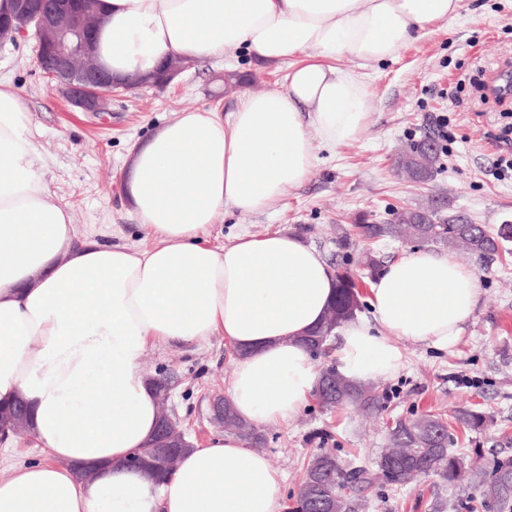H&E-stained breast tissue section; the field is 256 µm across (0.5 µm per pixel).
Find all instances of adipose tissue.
I'll return each instance as SVG.
<instances>
[{
	"instance_id": "1",
	"label": "adipose tissue",
	"mask_w": 512,
	"mask_h": 512,
	"mask_svg": "<svg viewBox=\"0 0 512 512\" xmlns=\"http://www.w3.org/2000/svg\"><path fill=\"white\" fill-rule=\"evenodd\" d=\"M95 54L112 74L247 53L290 61L281 90L246 95L230 117L180 112L132 154L123 195L152 247L79 234L34 164L31 114L0 83V404L23 402L42 460L0 450V512H281L282 480L234 434L185 451L158 479L127 462L148 445L158 400L143 369L156 343L237 352L228 395L261 427L295 419L319 375L303 342L334 272L286 232L211 246L218 212L270 209L314 173L315 145L359 139L369 87L338 58L395 59L414 33L451 23L461 0H99ZM480 296L475 272L419 250L370 288L372 316L346 322L334 358L354 382L396 373L399 341L448 348ZM95 466L93 479L76 475Z\"/></svg>"
}]
</instances>
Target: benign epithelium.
<instances>
[{
    "label": "benign epithelium",
    "mask_w": 512,
    "mask_h": 512,
    "mask_svg": "<svg viewBox=\"0 0 512 512\" xmlns=\"http://www.w3.org/2000/svg\"><path fill=\"white\" fill-rule=\"evenodd\" d=\"M15 15L24 21L0 25V41L14 42L28 35L36 40L34 47L43 51L42 61L56 80V89L67 103L79 112L101 114L109 111L114 93L112 80L93 63L92 34L99 21L86 10L76 8L73 0H14ZM17 32L10 33L11 29ZM158 434L147 451L161 469L173 466L172 448L192 447L179 419L169 412L168 395L160 397Z\"/></svg>",
    "instance_id": "7a95c632"
}]
</instances>
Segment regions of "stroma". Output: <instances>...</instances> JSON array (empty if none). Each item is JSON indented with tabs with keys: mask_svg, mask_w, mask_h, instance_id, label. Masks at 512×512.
Here are the masks:
<instances>
[{
	"mask_svg": "<svg viewBox=\"0 0 512 512\" xmlns=\"http://www.w3.org/2000/svg\"><path fill=\"white\" fill-rule=\"evenodd\" d=\"M33 46L29 40L0 48V81L11 84L32 114L37 168L71 209L78 230L91 228L101 242L139 248L152 240L122 196L134 147L184 110L210 108L226 115L246 92L283 88L286 73L278 66L254 67L243 55L231 63L203 58L168 88L122 92L113 97L110 112L94 115L73 110L52 90L37 69ZM507 66L512 67V0H462L453 24L429 26L394 60L363 64L371 82L358 141L334 151L317 148L313 177L289 188L274 207L247 215L220 212L210 244L224 246L244 231L289 232L318 248L330 265L346 264L350 253L336 243L340 229L361 216L389 220L393 210L426 205L440 192L452 210L489 230L512 224V178L495 173L498 155L512 153V142L499 139L512 100L493 99L485 90L488 77ZM228 70L247 74L248 90L225 91ZM441 114L448 117L442 172L427 185L405 182L394 171L396 154L435 133ZM455 259L475 271L478 305L447 349L400 342L401 369L377 380L387 394L380 414L324 408L312 397L294 421L265 428L262 452L285 492L296 490L318 449H338L346 463L371 464L396 421L426 412H486L490 420L480 433L457 431L456 449L484 467L494 457L512 455V241L485 260L460 253ZM235 357L219 335L200 349L158 345L145 356V371L168 375L170 407L196 445L216 432L210 399L226 391ZM479 494L474 485L458 490L432 479L411 485L379 481L362 512H464L462 499Z\"/></svg>",
	"mask_w": 512,
	"mask_h": 512,
	"instance_id": "stroma-1",
	"label": "stroma"
}]
</instances>
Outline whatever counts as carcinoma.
<instances>
[{"label": "carcinoma", "instance_id": "carcinoma-1", "mask_svg": "<svg viewBox=\"0 0 512 512\" xmlns=\"http://www.w3.org/2000/svg\"><path fill=\"white\" fill-rule=\"evenodd\" d=\"M396 170L405 180L429 184L436 178L441 154L435 149L413 143L395 160ZM412 236L422 242L448 248H462L469 254L486 258L499 252L502 242L512 239V224H502L495 232L480 224H459L455 213L435 210L401 209L391 220L381 224L358 218L351 228L342 229L338 245L344 249L364 241L376 243L385 239ZM356 264L365 275L372 276L379 259L369 251L357 253ZM336 298L327 310L323 322L303 339L313 356L324 350L337 328L361 311L359 292L346 267H336ZM316 397L326 407L358 406L380 410L385 394L372 382L355 384L336 369L328 368L319 377ZM224 430L261 445L265 436L238 416L229 400H224ZM456 424L470 431H480L487 422L481 411L462 408L454 416ZM389 446L377 456L376 471L360 467L348 470L334 448H323L307 462L305 477L297 492L290 495L288 512H359L363 498L359 491L368 489L381 474L394 484L437 477L455 486L465 467L464 456L451 449L454 439L448 419L441 413H426L412 419L399 420L389 429ZM512 477V456L494 459L491 471L477 470L474 476L482 488L480 498L465 502L467 512H512V486L499 483L500 475Z\"/></svg>", "mask_w": 512, "mask_h": 512}]
</instances>
